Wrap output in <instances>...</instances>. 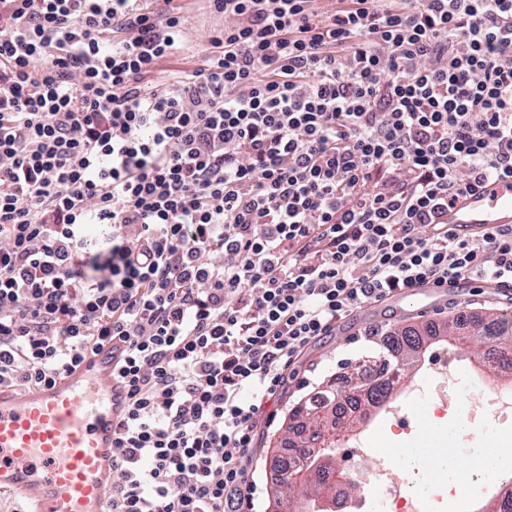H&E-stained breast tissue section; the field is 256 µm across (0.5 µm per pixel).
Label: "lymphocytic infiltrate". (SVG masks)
I'll use <instances>...</instances> for the list:
<instances>
[{
	"label": "lymphocytic infiltrate",
	"mask_w": 512,
	"mask_h": 512,
	"mask_svg": "<svg viewBox=\"0 0 512 512\" xmlns=\"http://www.w3.org/2000/svg\"><path fill=\"white\" fill-rule=\"evenodd\" d=\"M209 4L202 65L158 84L179 11L0 0V384L114 344L109 512H254L309 346L427 280L512 284V228L443 222L512 177V0Z\"/></svg>",
	"instance_id": "lymphocytic-infiltrate-1"
}]
</instances>
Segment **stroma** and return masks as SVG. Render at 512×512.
Listing matches in <instances>:
<instances>
[{
    "mask_svg": "<svg viewBox=\"0 0 512 512\" xmlns=\"http://www.w3.org/2000/svg\"><path fill=\"white\" fill-rule=\"evenodd\" d=\"M186 17L183 47L164 60L152 73L156 82L167 81L171 74L197 68L209 46V38L224 27V17L211 10L208 0H173ZM468 315L485 312L512 314V298L492 288L463 286L450 291L447 297L437 299L414 295L400 301H390L371 309L354 314L337 323L332 334L323 337L304 355L291 377H288L286 390L276 401L277 416L272 427L265 432L254 450L252 468L254 478L262 487L257 501V512H269V495L273 488L271 481L275 474L270 463L274 458L281 439L285 435V421L293 403L318 391L331 376L345 371L367 355H378L384 346L378 338L368 337L369 329L376 328L387 333L413 326L423 321L442 323L456 318L458 313ZM452 357L459 371L462 385L461 394L455 407H442L430 395L413 396L408 389H401L400 399L404 410L411 419L410 433H402L383 418H375L369 429L372 433L369 467H382L387 463L388 453L403 447L408 439L425 440L433 431L439 419H453L470 404L480 409H488L491 401L487 390L478 387L474 381L475 363L472 356L463 350H453ZM454 448V458L463 467H471L483 449L497 447L500 436L493 418H486L485 427L479 432L468 433L454 430L449 434Z\"/></svg>",
    "mask_w": 512,
    "mask_h": 512,
    "instance_id": "35a3bbf8",
    "label": "stroma"
}]
</instances>
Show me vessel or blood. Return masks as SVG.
<instances>
[{"label":"vessel or blood","instance_id":"vessel-or-blood-1","mask_svg":"<svg viewBox=\"0 0 512 512\" xmlns=\"http://www.w3.org/2000/svg\"><path fill=\"white\" fill-rule=\"evenodd\" d=\"M444 221L473 237L512 227V179L463 191ZM116 362L107 344L53 386L0 385V492L19 496L28 512H107L112 431L123 409ZM442 446L439 437L414 440L402 454L429 470Z\"/></svg>","mask_w":512,"mask_h":512}]
</instances>
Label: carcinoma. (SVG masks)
<instances>
[{"label": "carcinoma", "mask_w": 512, "mask_h": 512, "mask_svg": "<svg viewBox=\"0 0 512 512\" xmlns=\"http://www.w3.org/2000/svg\"><path fill=\"white\" fill-rule=\"evenodd\" d=\"M437 342L471 350L482 370L487 351L492 349L498 360L491 375H512V326L505 314L492 312L444 324L422 322L393 332L385 353L363 360L361 368L337 376L289 410L288 431L297 434L293 454L298 461L276 456L280 478L273 497L274 512H316L319 500L336 497L339 473L330 461L338 440L336 389L348 387L350 398L361 403L358 417L345 429L350 433L371 409L394 399L415 358ZM483 512H512V491L488 497Z\"/></svg>", "instance_id": "obj_1"}]
</instances>
